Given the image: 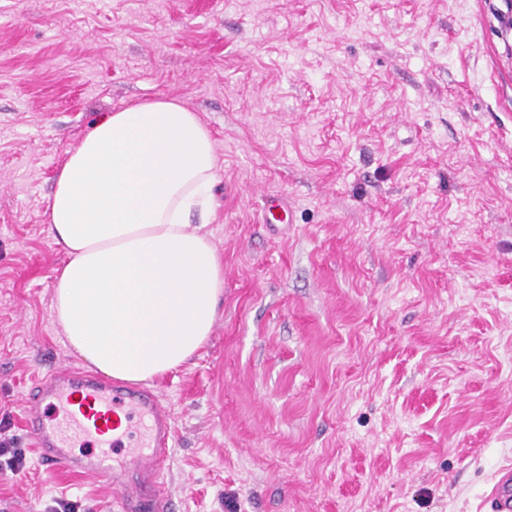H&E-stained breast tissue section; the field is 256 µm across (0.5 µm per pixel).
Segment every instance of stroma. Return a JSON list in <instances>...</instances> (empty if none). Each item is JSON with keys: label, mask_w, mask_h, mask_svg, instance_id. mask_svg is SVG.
Wrapping results in <instances>:
<instances>
[{"label": "stroma", "mask_w": 512, "mask_h": 512, "mask_svg": "<svg viewBox=\"0 0 512 512\" xmlns=\"http://www.w3.org/2000/svg\"><path fill=\"white\" fill-rule=\"evenodd\" d=\"M512 0H0V512H118L46 474L21 396L81 365L51 307L55 179L105 114L215 140L212 334L155 378L169 512H483L512 466ZM293 208L261 221L263 196ZM26 466V453L22 448H15L14 438L0 440V475H17Z\"/></svg>", "instance_id": "1"}]
</instances>
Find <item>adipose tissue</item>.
<instances>
[{"instance_id":"adipose-tissue-1","label":"adipose tissue","mask_w":512,"mask_h":512,"mask_svg":"<svg viewBox=\"0 0 512 512\" xmlns=\"http://www.w3.org/2000/svg\"><path fill=\"white\" fill-rule=\"evenodd\" d=\"M216 168L210 131L169 100L104 115L69 153L46 210L65 255L52 308L93 369L146 382L207 343L224 267L190 217L206 208Z\"/></svg>"}]
</instances>
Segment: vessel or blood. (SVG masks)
I'll list each match as a JSON object with an SVG mask.
<instances>
[{
  "label": "vessel or blood",
  "mask_w": 512,
  "mask_h": 512,
  "mask_svg": "<svg viewBox=\"0 0 512 512\" xmlns=\"http://www.w3.org/2000/svg\"><path fill=\"white\" fill-rule=\"evenodd\" d=\"M292 215L281 196H266L265 223L288 224ZM22 403L46 473L95 477L115 492L119 512H163L172 417L154 393L78 368H51ZM487 502L491 512H512V467L497 472Z\"/></svg>",
  "instance_id": "b4317fda"
}]
</instances>
